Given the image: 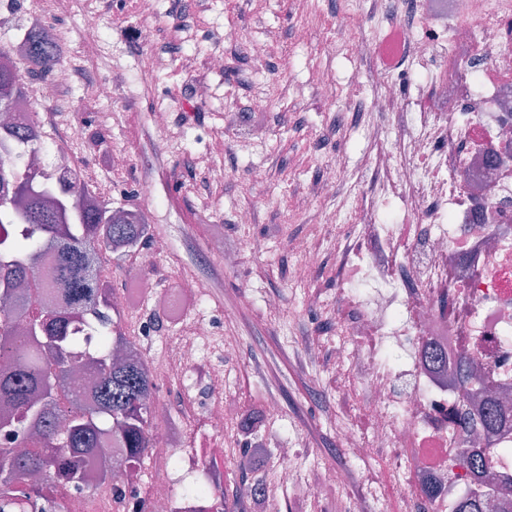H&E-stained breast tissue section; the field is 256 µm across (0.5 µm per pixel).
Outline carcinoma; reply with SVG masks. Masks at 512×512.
<instances>
[{"mask_svg": "<svg viewBox=\"0 0 512 512\" xmlns=\"http://www.w3.org/2000/svg\"><path fill=\"white\" fill-rule=\"evenodd\" d=\"M26 54L34 65H59L58 41L31 30ZM26 94L19 75L0 65V113ZM3 135L16 136L32 151L43 149L36 122ZM17 232L0 247V403L10 414L0 428L17 437L32 435L21 448L0 447V512H64L47 497L53 487L65 493L89 477L112 482V466L102 465L103 449L120 448L140 463L151 447L150 421L157 390L154 377L123 358L126 334L112 321V288L102 274V252L127 254L151 238V225L140 209H112L89 202L88 191L73 170L47 174L30 170L14 153L0 156V226ZM53 251L50 279L34 275L33 261L45 248ZM98 336L90 359L95 381L92 406L76 398L71 376L83 354L74 324ZM427 363L448 370V353L425 347ZM264 412L240 421V454H252L242 471L251 512H275L266 497L270 452L258 443ZM512 494V482L491 481L474 496L459 501L454 512H484L486 501Z\"/></svg>", "mask_w": 512, "mask_h": 512, "instance_id": "carcinoma-1", "label": "carcinoma"}]
</instances>
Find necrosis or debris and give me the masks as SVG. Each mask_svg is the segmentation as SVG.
Wrapping results in <instances>:
<instances>
[{"instance_id":"1","label":"necrosis or debris","mask_w":512,"mask_h":512,"mask_svg":"<svg viewBox=\"0 0 512 512\" xmlns=\"http://www.w3.org/2000/svg\"><path fill=\"white\" fill-rule=\"evenodd\" d=\"M387 16L391 26L373 52L374 94L356 111L367 139L381 143L384 117L416 115L397 156L378 154L374 187L362 218L338 249L346 282L336 299L344 336L332 361L365 392L369 433L350 425L339 443L357 461H390L383 492L398 491L400 512H417L419 493L434 485L428 512H448L485 478L459 468L461 448H477L500 479L512 478V0H363L340 8L337 24L364 27ZM417 59L435 60L418 74L410 97L397 74ZM138 325L131 346L155 376H183L202 359L206 323L172 337L163 359L148 355L140 310L118 297ZM442 342L449 360L464 359L490 377L493 389L461 390L453 374L433 371L421 351ZM215 395L205 424L223 437L240 407L224 395V377L210 375ZM494 398L507 423L489 433L460 427V408L477 413ZM119 495L108 512H207L201 496H176V477L207 488L224 472L221 447L179 453L159 425L145 469H122L120 449H106Z\"/></svg>"}]
</instances>
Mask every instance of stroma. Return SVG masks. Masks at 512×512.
<instances>
[{
  "mask_svg": "<svg viewBox=\"0 0 512 512\" xmlns=\"http://www.w3.org/2000/svg\"><path fill=\"white\" fill-rule=\"evenodd\" d=\"M191 26L181 27L172 0H100L105 17L101 38L92 51H81L83 0H59L52 21L64 36L63 59L56 72L61 105L83 128L73 164L94 167L112 207L142 209L154 238L150 245L103 256L116 295L149 283L154 295L140 298L153 327L145 343L162 355L168 340L186 326L209 323L214 344L204 345V359L184 385L157 379L153 421L174 426L175 437L206 436L203 424H188L184 404L203 413L210 399L209 370L224 371V390L243 396L245 410H263L269 399L281 405L261 432L270 446L287 441L298 449L297 469L279 491L278 512H293L298 501L314 494L311 469L331 468L349 474L348 484L324 492L323 512H397L396 497L373 499L363 484L383 477L379 461L353 460L336 441L333 416L344 412L359 431L368 423L360 408L363 394L341 391L326 360L305 361L309 340L332 345L342 333L336 314V248L349 232L360 195L370 183V153L360 131L339 138L330 130L334 109H349L352 100L369 101L373 91L368 57L323 54L326 41L343 40L336 25L334 0H185ZM143 25L154 39L145 46L135 38ZM239 30L242 40L230 45L224 31ZM271 43L275 65L258 66L254 48ZM223 56L224 66L209 60ZM338 74L334 101L318 96L317 72ZM107 80L111 99L93 98L89 83ZM205 85L206 97L196 94ZM268 107L252 111L255 130L244 137L234 126L236 112L249 109L256 95ZM166 111L168 123L153 122ZM124 155L129 167L113 170L111 154ZM344 158L346 169L335 187L301 203L305 190ZM223 168L224 181H208L206 172ZM262 179H254V172ZM248 208L254 221L240 224L236 214ZM314 247L320 268L314 282L297 280L298 244ZM196 279L202 300L186 306L179 317L165 319L160 298ZM278 301L267 310L268 301ZM236 337L239 350L222 355L217 340Z\"/></svg>",
  "mask_w": 512,
  "mask_h": 512,
  "instance_id": "35a3bbf8",
  "label": "stroma"
}]
</instances>
